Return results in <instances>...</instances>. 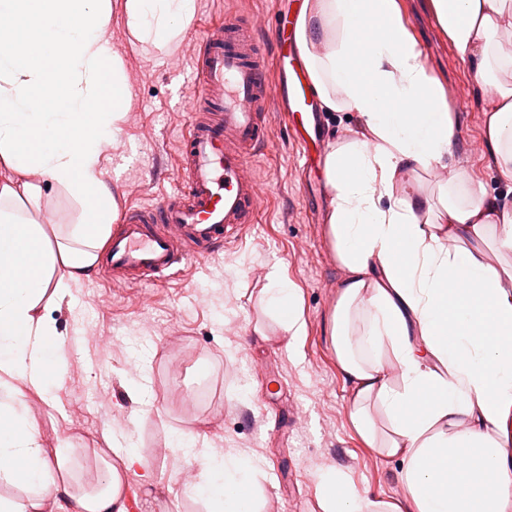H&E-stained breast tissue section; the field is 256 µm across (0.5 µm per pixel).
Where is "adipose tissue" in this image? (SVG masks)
Wrapping results in <instances>:
<instances>
[{"label": "adipose tissue", "instance_id": "obj_1", "mask_svg": "<svg viewBox=\"0 0 512 512\" xmlns=\"http://www.w3.org/2000/svg\"><path fill=\"white\" fill-rule=\"evenodd\" d=\"M476 81L495 90L483 141L512 186V0H430ZM195 0H125L126 28L169 50L184 38ZM112 0H0V160L22 175L0 199L39 206L45 185L84 209L66 236L0 211V512H129L135 444L92 449L97 485L72 474V446L44 448L24 396L58 407L62 343L45 302L62 303L99 261L117 204L104 149L124 118L101 92L130 95L106 30ZM314 93L350 112L359 134L331 147L328 235L346 272L331 344L350 386V419L384 460L404 464L406 512H512V198L491 196L467 170L445 192L421 173L446 166L457 125L422 64L398 0H304L296 23ZM291 341L304 336L300 296L271 273L261 298ZM175 432L172 448L200 468L186 484L206 512H262L259 465L243 453ZM466 455L457 469L448 460ZM323 512H389L338 471L321 473Z\"/></svg>", "mask_w": 512, "mask_h": 512}]
</instances>
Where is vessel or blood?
I'll return each instance as SVG.
<instances>
[{"instance_id": "b4317fda", "label": "vessel or blood", "mask_w": 512, "mask_h": 512, "mask_svg": "<svg viewBox=\"0 0 512 512\" xmlns=\"http://www.w3.org/2000/svg\"><path fill=\"white\" fill-rule=\"evenodd\" d=\"M273 35L278 77L272 81L263 57L232 23L201 31L192 120L178 166L182 187L154 206L125 207L102 253L105 276L129 283L166 277L253 223L262 197L251 163L269 144L268 112L281 106L300 126L314 110L293 26L281 22Z\"/></svg>"}]
</instances>
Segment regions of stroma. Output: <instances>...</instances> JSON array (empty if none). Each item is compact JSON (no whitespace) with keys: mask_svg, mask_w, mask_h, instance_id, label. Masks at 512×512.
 <instances>
[{"mask_svg":"<svg viewBox=\"0 0 512 512\" xmlns=\"http://www.w3.org/2000/svg\"><path fill=\"white\" fill-rule=\"evenodd\" d=\"M296 2L195 0L183 41L162 53L129 34L123 0H112L107 36L124 59L132 90L123 104L126 118L105 151L119 205H151L181 188L177 153L191 118L187 84L203 25L225 14L244 29L249 16L263 15L267 24L255 41L269 58L270 23L292 15ZM429 2L400 0L430 75L446 93L460 85L470 90L468 109L454 115V158L488 194L505 195L508 188L483 143L487 93L449 44ZM315 115L302 148L288 137L285 113H270V144L254 165L264 199L241 240L191 259L168 282L127 286L94 271L50 312L64 340L60 406L47 407L33 392L26 395L27 405L46 447L62 439L76 447V469L88 486L96 480V465L84 451L104 447L103 428L111 427L118 441L133 440L162 489L146 494L139 474H128L130 512H204L201 503L187 498L185 463L170 446L175 431L189 429L212 447L259 460L263 512H322L320 474L329 468L367 496L404 502L400 462L380 459L350 422L351 392L330 341L344 270L327 234L330 194L323 158L357 124L342 112L319 109ZM80 214L78 203L52 187L32 216L51 236L66 231ZM273 269L301 294L307 333L293 354L288 333L259 303ZM258 322L265 337L252 332ZM140 373L148 376L153 395L146 411L126 390Z\"/></svg>","mask_w":512,"mask_h":512,"instance_id":"stroma-1","label":"stroma"}]
</instances>
